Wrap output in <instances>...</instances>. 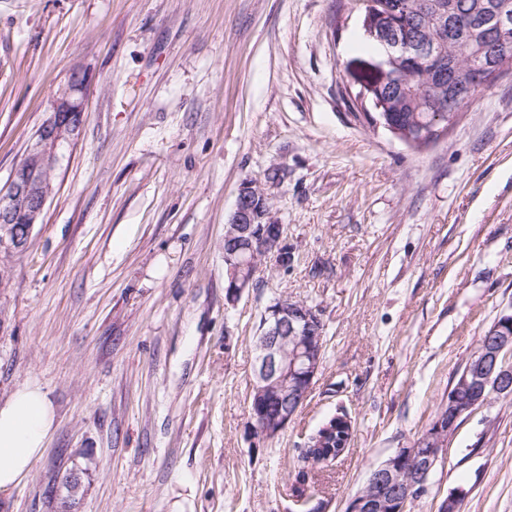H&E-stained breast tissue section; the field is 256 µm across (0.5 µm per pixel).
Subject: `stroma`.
I'll return each instance as SVG.
<instances>
[{"label": "stroma", "instance_id": "stroma-1", "mask_svg": "<svg viewBox=\"0 0 512 512\" xmlns=\"http://www.w3.org/2000/svg\"><path fill=\"white\" fill-rule=\"evenodd\" d=\"M353 0H0V184L75 66L84 124L27 249L0 254V402L27 384L54 428L0 512H345L413 445L512 310V75L441 141L410 148L355 96L379 60ZM295 262L225 300L241 182ZM319 308L325 358L271 442L248 429L253 341L277 296ZM348 450H301L338 410ZM512 512V398L463 416L410 512Z\"/></svg>", "mask_w": 512, "mask_h": 512}]
</instances>
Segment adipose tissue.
<instances>
[{
	"label": "adipose tissue",
	"mask_w": 512,
	"mask_h": 512,
	"mask_svg": "<svg viewBox=\"0 0 512 512\" xmlns=\"http://www.w3.org/2000/svg\"><path fill=\"white\" fill-rule=\"evenodd\" d=\"M53 424L52 405L38 385H26L0 403V494L29 472Z\"/></svg>",
	"instance_id": "obj_1"
}]
</instances>
